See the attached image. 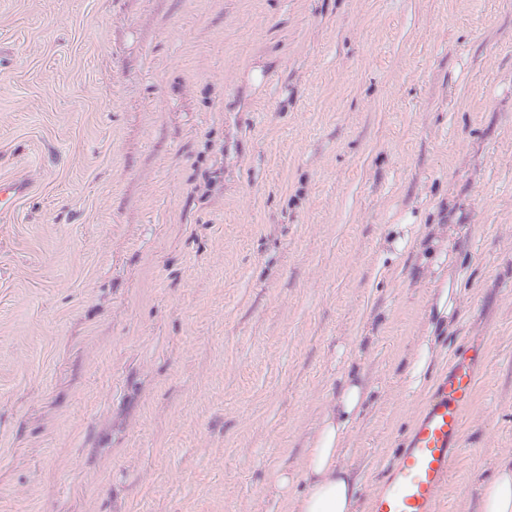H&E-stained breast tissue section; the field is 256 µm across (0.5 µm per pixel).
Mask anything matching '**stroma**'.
I'll return each mask as SVG.
<instances>
[{"instance_id":"stroma-1","label":"stroma","mask_w":512,"mask_h":512,"mask_svg":"<svg viewBox=\"0 0 512 512\" xmlns=\"http://www.w3.org/2000/svg\"><path fill=\"white\" fill-rule=\"evenodd\" d=\"M15 178L0 512H286L351 368L369 512L481 336L437 501L480 512L512 456V0H0ZM434 353L435 351L428 340L421 342L418 346L416 356L407 374L408 385L413 390H418L422 386L425 372Z\"/></svg>"}]
</instances>
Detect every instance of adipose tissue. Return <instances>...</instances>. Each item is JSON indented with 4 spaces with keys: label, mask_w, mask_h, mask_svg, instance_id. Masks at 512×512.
Segmentation results:
<instances>
[{
    "label": "adipose tissue",
    "mask_w": 512,
    "mask_h": 512,
    "mask_svg": "<svg viewBox=\"0 0 512 512\" xmlns=\"http://www.w3.org/2000/svg\"><path fill=\"white\" fill-rule=\"evenodd\" d=\"M366 397L357 372L341 377L299 470L276 477L275 495L284 500L287 512H357L359 477L344 457L348 428ZM297 481L303 485L302 492L289 495V487ZM481 510L512 512V457L498 460L495 479L483 488Z\"/></svg>",
    "instance_id": "adipose-tissue-1"
}]
</instances>
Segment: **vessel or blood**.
Instances as JSON below:
<instances>
[{"mask_svg": "<svg viewBox=\"0 0 512 512\" xmlns=\"http://www.w3.org/2000/svg\"><path fill=\"white\" fill-rule=\"evenodd\" d=\"M28 190V182L21 179L0 181V214H7ZM485 358L486 344L480 340H464L457 349L448 371L436 379L397 464L388 471L381 491L371 498L370 512H436Z\"/></svg>", "mask_w": 512, "mask_h": 512, "instance_id": "1", "label": "vessel or blood"}]
</instances>
